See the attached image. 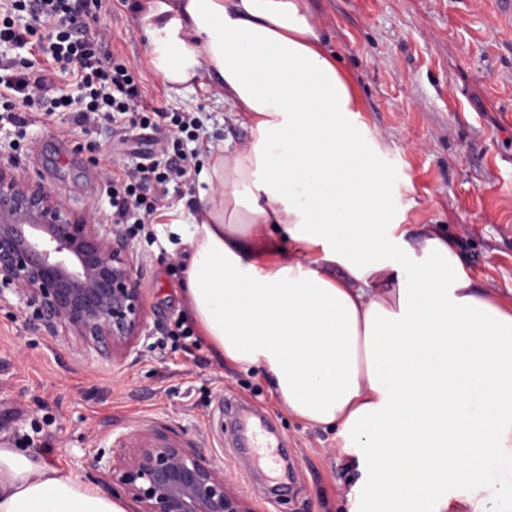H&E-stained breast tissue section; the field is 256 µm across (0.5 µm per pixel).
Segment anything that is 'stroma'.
<instances>
[{
	"mask_svg": "<svg viewBox=\"0 0 512 512\" xmlns=\"http://www.w3.org/2000/svg\"><path fill=\"white\" fill-rule=\"evenodd\" d=\"M131 0H109L112 47L139 64L146 104L192 112L200 140L246 143L249 133L224 119V92L170 95L141 62L145 44ZM314 18L343 66L359 82L363 118L381 138L394 174L393 192L409 205L414 232L448 234L476 287L512 290V22L494 0H310ZM71 115H39L28 126L0 121V167L62 194L111 235L107 179L112 172L159 159V137L135 130L119 143L110 125L92 141L100 164L70 134ZM145 288L146 320L124 352L108 356L65 330L50 331L12 292L0 294V438L44 450L48 461L104 485L95 461L118 438L158 430L223 471L228 489L255 512H343L353 471L334 431L288 414L264 374L225 366L197 342L189 349L157 345L167 325L189 317L183 266L169 246L133 244ZM236 399L268 416L284 440V489L268 499L232 448L224 401Z\"/></svg>",
	"mask_w": 512,
	"mask_h": 512,
	"instance_id": "stroma-1",
	"label": "stroma"
}]
</instances>
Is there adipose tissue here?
<instances>
[{
	"label": "adipose tissue",
	"mask_w": 512,
	"mask_h": 512,
	"mask_svg": "<svg viewBox=\"0 0 512 512\" xmlns=\"http://www.w3.org/2000/svg\"><path fill=\"white\" fill-rule=\"evenodd\" d=\"M169 93L224 91L250 134L213 147L159 225L198 334L265 372L355 456L349 512H495L512 498V304L435 229L413 235L357 82L307 0H136ZM0 512H131L0 440Z\"/></svg>",
	"instance_id": "obj_1"
}]
</instances>
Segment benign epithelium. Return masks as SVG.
Segmentation results:
<instances>
[{"instance_id":"1","label":"benign epithelium","mask_w":512,"mask_h":512,"mask_svg":"<svg viewBox=\"0 0 512 512\" xmlns=\"http://www.w3.org/2000/svg\"><path fill=\"white\" fill-rule=\"evenodd\" d=\"M11 289L36 317L72 335L121 350L145 326L144 288L129 245L110 241L40 183L0 168V294ZM112 449V484L139 512H253L224 473L166 440Z\"/></svg>"}]
</instances>
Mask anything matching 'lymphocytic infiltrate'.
Here are the masks:
<instances>
[{
	"mask_svg": "<svg viewBox=\"0 0 512 512\" xmlns=\"http://www.w3.org/2000/svg\"><path fill=\"white\" fill-rule=\"evenodd\" d=\"M102 9L103 0H0V43L36 45L47 61L41 74L34 73L31 60L0 62V112L10 123L24 125L18 107L47 103L72 113L85 136L104 121L123 140L136 128L158 127L164 112L143 105L133 66L110 51L109 33L99 24ZM22 13L31 21L20 27L15 18ZM59 73L76 76L78 96L66 97L55 82ZM168 128L162 147L170 156L164 163L124 168L110 182L112 221L126 225L129 236L155 223L171 186L188 182L196 171L183 142L195 139L197 119L177 113Z\"/></svg>",
	"mask_w": 512,
	"mask_h": 512,
	"instance_id": "f902f5d3",
	"label": "lymphocytic infiltrate"
}]
</instances>
